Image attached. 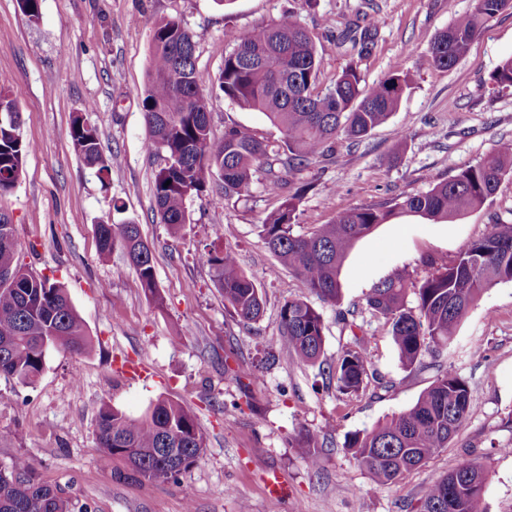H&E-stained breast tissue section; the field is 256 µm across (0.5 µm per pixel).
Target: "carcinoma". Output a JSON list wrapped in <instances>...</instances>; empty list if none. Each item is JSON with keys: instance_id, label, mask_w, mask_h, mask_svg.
Wrapping results in <instances>:
<instances>
[{"instance_id": "cac0c4a2", "label": "carcinoma", "mask_w": 512, "mask_h": 512, "mask_svg": "<svg viewBox=\"0 0 512 512\" xmlns=\"http://www.w3.org/2000/svg\"><path fill=\"white\" fill-rule=\"evenodd\" d=\"M512 0H476L474 10L441 31L429 48L433 65L448 70L463 58L483 28ZM228 50L216 81L243 111L262 113L284 134L283 144L263 140L247 126L224 127V137H212L209 102L204 87L209 79L197 70L198 36L180 20L161 18L151 28L152 56L148 85L142 100L149 131L145 150L151 155L176 158L177 167L159 169L154 175L153 198L159 222L171 236L188 223L187 199L204 191L213 172H224V194L248 192L255 173L266 171L269 192L281 195L283 180L274 170L281 161L288 172L308 168L334 154L339 135L360 141L385 123L397 110L409 76L390 72L378 83L360 87L355 68L348 67L326 88L319 75L324 48L292 15L240 34H225ZM496 86H512V58L491 74ZM73 145L84 161L108 174L95 126L76 116L72 120ZM23 140L20 119L3 117L0 123V195L17 184L23 160L31 151ZM512 174V148L492 152L429 190L397 199L385 207L362 206L304 233H293L297 205L310 188L303 184L288 191L280 206L260 224V236L278 266L292 271L306 290L320 301L335 305L341 297L339 269L355 242L380 224L400 215L420 216L437 222L451 221L483 207L493 197L501 179ZM120 246L134 268L146 297L162 304L153 253L141 239L138 225L97 226L98 259L102 263ZM203 261L214 269L224 302L243 322L257 321L264 300L257 285L238 266L233 250H210ZM433 271L418 285L398 273L377 283L367 297L373 315L384 320L406 369L422 365L426 352L450 344L469 307L487 288L512 281V224L497 221L477 240L461 246L451 261H426ZM0 268L15 274L0 281V375L22 385L33 384L43 373L52 349L85 352L92 337L62 286L29 269L20 259L14 224L0 212ZM414 290L416 305L406 303ZM286 337L288 361L298 367L321 360L324 346L322 315L304 298L286 301L279 312ZM371 361L360 347L348 349L322 369L336 381L343 394L358 392L368 376ZM473 412L464 379L451 370L436 380L407 411L392 416L369 431L355 433L348 441L357 463L379 486L400 481L424 464L457 434ZM98 446L123 461L134 478L151 484L176 479L199 460L205 437L194 415L180 402L159 397L139 417L109 404L95 419ZM486 472L481 464H460L445 477L427 486L420 512H483ZM0 512H74L62 488L44 482L25 455L0 463Z\"/></svg>"}]
</instances>
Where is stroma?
I'll use <instances>...</instances> for the list:
<instances>
[{"label": "stroma", "mask_w": 512, "mask_h": 512, "mask_svg": "<svg viewBox=\"0 0 512 512\" xmlns=\"http://www.w3.org/2000/svg\"><path fill=\"white\" fill-rule=\"evenodd\" d=\"M475 0H40L29 23L17 0H0V89L17 104L24 140L33 146L22 177L0 196L29 268L62 284L94 340L90 352L51 351L30 386L0 377V463L23 454L41 477L64 488L91 512H420L431 483L467 460L487 472L484 512H512V282L487 288L462 319L448 349L404 368L383 320L367 305L373 286L395 274L420 282L423 260L452 259L497 220L512 224V175L481 209L448 223L407 216L357 241L339 275L341 299L313 300L325 324V362L356 337L371 335L369 377L354 395L339 393L318 367L288 361L279 311L304 295L299 280L278 267L259 236L280 202L263 173L247 193L224 194L220 176L187 202L189 222L170 236L153 210L161 157L144 149L142 111L154 20L176 17L200 33L198 69L217 75L225 30L245 34L293 11L327 49L319 76L329 86L346 67L368 87L388 72L410 77L398 109L356 145L338 140L333 159L293 174L308 185L293 226L309 232L342 212L427 191L488 153L512 143V87L490 75L512 56V10L497 15L450 70L434 68V37ZM370 11L377 31L368 53L342 39L358 12ZM99 130L110 171L74 150L75 115ZM215 138L230 125L279 142L281 130L261 113L240 110L221 91L210 97ZM139 225L152 247L163 307L144 295L122 249L97 259L99 224ZM232 247L240 268L265 300L256 322L240 321L224 303L213 269L200 259ZM448 368L469 388L474 413L447 448L397 484L376 485L345 442L412 407ZM182 402L206 439L199 462L177 479L153 485L117 478L122 462L98 448L95 418L108 403L141 415L158 397ZM320 431L319 467L308 449L293 447L299 431ZM280 475L286 492L271 496Z\"/></svg>", "instance_id": "35a3bbf8"}]
</instances>
